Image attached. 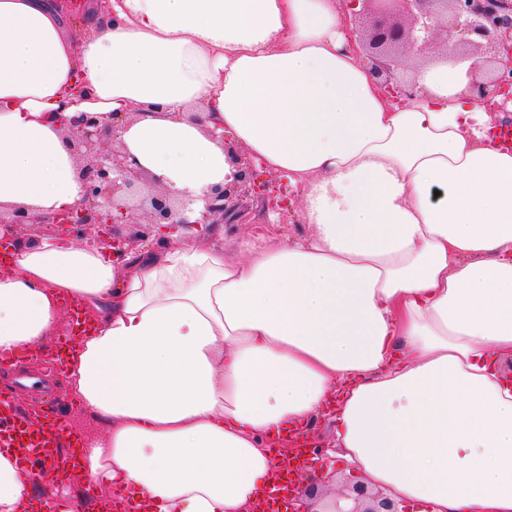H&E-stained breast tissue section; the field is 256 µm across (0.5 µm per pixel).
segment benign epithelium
<instances>
[{
	"label": "benign epithelium",
	"mask_w": 512,
	"mask_h": 512,
	"mask_svg": "<svg viewBox=\"0 0 512 512\" xmlns=\"http://www.w3.org/2000/svg\"><path fill=\"white\" fill-rule=\"evenodd\" d=\"M343 8L353 18L371 15L367 28L348 31L347 47L364 52L369 59L368 74L377 80L387 98L403 104L416 95V82L400 76L403 50L412 44L440 56L473 61L469 74L472 88L495 114L512 104V0H344ZM71 152L86 164L79 168L85 187L84 200L77 207L49 217H33L21 209L0 210V224L91 225L95 235L89 244H106L115 253L127 252L126 239L111 231L115 224H148L141 234L148 240L153 228L171 232L189 225L232 224L243 198L257 194L266 210L278 211L275 186L257 185L256 163L243 154L231 152L237 168L233 181L210 188L200 217L191 218L194 200L177 198L156 187L149 175L124 150L118 140V125L99 116L82 113L71 119L66 132ZM334 477L306 486L288 484L278 489L270 505L284 512H311L310 501ZM325 512H403L389 496L371 492L355 482L336 494Z\"/></svg>",
	"instance_id": "benign-epithelium-1"
}]
</instances>
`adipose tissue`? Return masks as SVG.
Listing matches in <instances>:
<instances>
[{
  "instance_id": "1",
  "label": "adipose tissue",
  "mask_w": 512,
  "mask_h": 512,
  "mask_svg": "<svg viewBox=\"0 0 512 512\" xmlns=\"http://www.w3.org/2000/svg\"><path fill=\"white\" fill-rule=\"evenodd\" d=\"M73 40L53 0H0V206L79 204L53 117L124 113L153 183L203 208L230 134L300 194L310 233L193 230L116 262L41 235L0 273V350L44 351L63 300L87 329L70 388L105 432L79 483L126 512H245L272 435L336 407L342 480L411 512H512V153L468 63L419 70L391 107L346 47L338 0H104ZM200 111L201 120L190 117ZM37 472L0 450V512Z\"/></svg>"
}]
</instances>
